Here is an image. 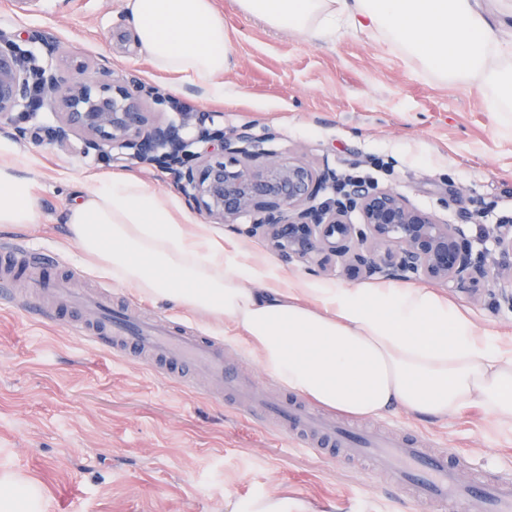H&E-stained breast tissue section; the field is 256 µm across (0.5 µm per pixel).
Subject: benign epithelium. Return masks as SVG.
Here are the masks:
<instances>
[{
  "mask_svg": "<svg viewBox=\"0 0 512 512\" xmlns=\"http://www.w3.org/2000/svg\"><path fill=\"white\" fill-rule=\"evenodd\" d=\"M77 77L52 67L31 70L0 36V129L25 137L20 123L40 90L42 104L59 109L48 141L61 148L70 136L83 139V151L119 149L123 159L168 173L194 211L212 224L261 236L284 261L305 260L320 269L329 262L350 280L426 279L452 288H486L495 308L512 309V225L491 235L500 259L476 249L460 224H447L413 206L393 188L350 186L336 199L318 197L336 172L316 168L303 157L280 158L247 126L229 133L206 125L208 117L179 112L168 123H154L143 101H164L152 85L114 77L111 69L78 67ZM359 213L362 223L349 215ZM250 223L239 226V219Z\"/></svg>",
  "mask_w": 512,
  "mask_h": 512,
  "instance_id": "obj_1",
  "label": "benign epithelium"
}]
</instances>
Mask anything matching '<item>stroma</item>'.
<instances>
[{"instance_id":"35a3bbf8","label":"stroma","mask_w":512,"mask_h":512,"mask_svg":"<svg viewBox=\"0 0 512 512\" xmlns=\"http://www.w3.org/2000/svg\"><path fill=\"white\" fill-rule=\"evenodd\" d=\"M232 41L224 74L238 99L216 103L188 80L159 72L136 48L124 22V0H34L24 8L0 0V31L32 50L38 64L65 71L106 66L159 86L186 112L210 113L225 130L249 126L271 137L281 157L300 155L339 178L363 176L416 206L464 225L475 248L512 220V127L485 111L471 85L439 81L418 64L362 35L340 32L310 44L217 0ZM58 50L46 58L41 38ZM55 111L25 122L14 161L33 179L40 223L0 227L7 240L54 256L71 271L70 288L111 290L142 317L182 320L223 341L228 361L265 392L283 387L246 351L232 324L213 333L205 314L139 295L88 265L69 238L63 214L94 173L130 172L152 188L180 196L169 175L124 160L84 154L81 137L67 148L48 143ZM484 209L481 223L471 214ZM238 243L244 260L271 267L281 281L318 279L349 286L339 275H314L287 262L258 237L215 224ZM475 322L512 343V310L495 309L484 290L447 288ZM356 427L412 432L428 447L469 455L475 469L512 467V423L468 407L439 421L405 412L346 416ZM15 472L43 492L42 512H228L230 502L285 495L316 512H416L401 492L381 491L348 464H333L286 446L247 416L227 408L203 377L191 386L157 378L142 364L117 360L75 340L66 321L45 311L25 315L0 301V473Z\"/></svg>"}]
</instances>
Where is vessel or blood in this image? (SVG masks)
Here are the masks:
<instances>
[{
    "instance_id": "b4317fda",
    "label": "vessel or blood",
    "mask_w": 512,
    "mask_h": 512,
    "mask_svg": "<svg viewBox=\"0 0 512 512\" xmlns=\"http://www.w3.org/2000/svg\"><path fill=\"white\" fill-rule=\"evenodd\" d=\"M49 263L43 252L0 245V279L23 277ZM60 296L63 305L86 317L74 330L78 340L120 360L149 354V370L169 382L185 383L187 368H194L223 388L237 411L286 440L302 443L317 457L363 462L369 478L404 491L417 512H512L511 472L490 470L476 483L463 481L462 473L473 466L464 454L425 448L386 431L351 430L285 393L260 395L253 382L228 368L223 345L185 323L165 317L143 321L111 298L83 296L69 288L61 289Z\"/></svg>"
}]
</instances>
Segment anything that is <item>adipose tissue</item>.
<instances>
[{"label": "adipose tissue", "instance_id": "1", "mask_svg": "<svg viewBox=\"0 0 512 512\" xmlns=\"http://www.w3.org/2000/svg\"><path fill=\"white\" fill-rule=\"evenodd\" d=\"M273 30L311 43L348 31L420 62L451 83L476 86L487 111L512 112V41L476 0H235ZM126 23L159 70L224 95L231 41L216 0H125ZM0 140V225L38 223L32 180ZM64 222L93 267L156 301L232 323L265 371L318 404L354 416L403 410L443 419L476 404L512 421V348L462 306L413 285L304 284L253 290L268 277L240 261L174 197L123 173L97 177Z\"/></svg>", "mask_w": 512, "mask_h": 512}]
</instances>
